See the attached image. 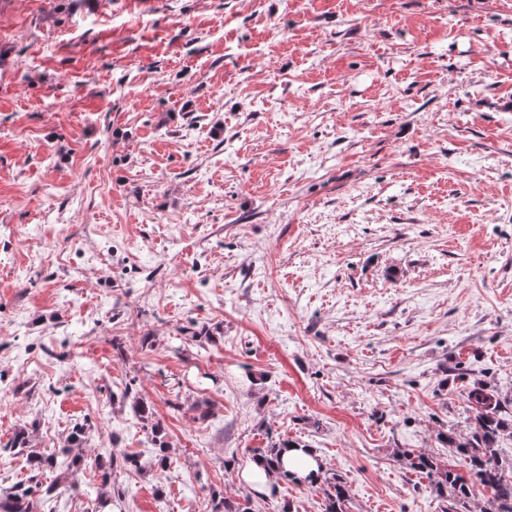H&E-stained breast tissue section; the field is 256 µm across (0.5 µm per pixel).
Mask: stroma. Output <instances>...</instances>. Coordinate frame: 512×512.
<instances>
[{"instance_id": "obj_1", "label": "stroma", "mask_w": 512, "mask_h": 512, "mask_svg": "<svg viewBox=\"0 0 512 512\" xmlns=\"http://www.w3.org/2000/svg\"><path fill=\"white\" fill-rule=\"evenodd\" d=\"M512 411V0H0V489L38 512H448L466 391ZM151 410L133 411L135 399ZM25 433L24 452L9 451ZM283 448H308V446L306 444H302L298 440L282 438L278 439V441H275L274 443H271L268 448H265L262 451L256 453L254 460L262 459L266 467L270 470H266L261 460L255 461L249 467L250 479L254 483L258 484L260 489L267 488L268 483L275 482L277 478L284 479L282 473L274 472L277 469H280L282 466L280 457ZM288 456V470L295 476H304L310 469L316 470V463L313 458L309 455L290 450L285 453ZM318 461V459H317ZM318 469L316 473L311 470L303 479H292L300 482L301 484H309L310 486H317L322 481V465L318 461ZM402 456L410 470L425 473L428 477L436 475V490L441 495H447L461 507L468 511V501L471 495V487L466 479L451 468H441L433 457L423 453L402 451ZM29 456L32 471L33 473H35L31 477L32 480H34V478L38 477L41 473H43L45 469L58 470V480L67 479L66 474H68L72 468H78L85 465V459L81 455L74 456L70 459L66 457L62 460H58V458L53 455L45 457L34 452H31ZM58 480L46 486V488L44 489L45 495L52 494L58 488Z\"/></svg>"}]
</instances>
